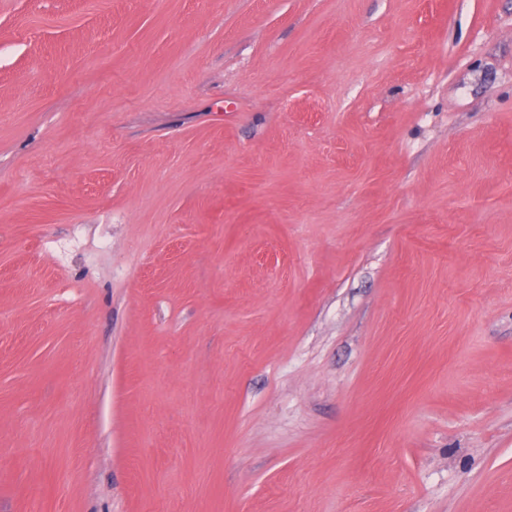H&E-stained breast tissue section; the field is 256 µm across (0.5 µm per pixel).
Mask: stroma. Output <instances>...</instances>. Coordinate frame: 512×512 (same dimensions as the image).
<instances>
[{
	"label": "stroma",
	"instance_id": "1",
	"mask_svg": "<svg viewBox=\"0 0 512 512\" xmlns=\"http://www.w3.org/2000/svg\"><path fill=\"white\" fill-rule=\"evenodd\" d=\"M0 512H512V0H0Z\"/></svg>",
	"mask_w": 512,
	"mask_h": 512
}]
</instances>
